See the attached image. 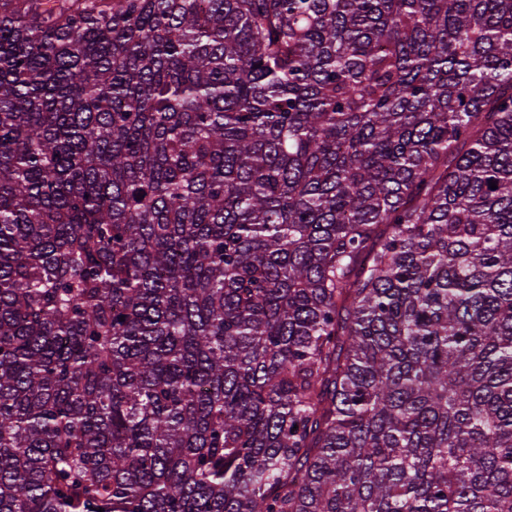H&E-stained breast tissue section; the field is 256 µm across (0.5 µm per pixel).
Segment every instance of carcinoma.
Here are the masks:
<instances>
[{
	"mask_svg": "<svg viewBox=\"0 0 512 512\" xmlns=\"http://www.w3.org/2000/svg\"><path fill=\"white\" fill-rule=\"evenodd\" d=\"M0 512H512V0H0Z\"/></svg>",
	"mask_w": 512,
	"mask_h": 512,
	"instance_id": "carcinoma-1",
	"label": "carcinoma"
}]
</instances>
